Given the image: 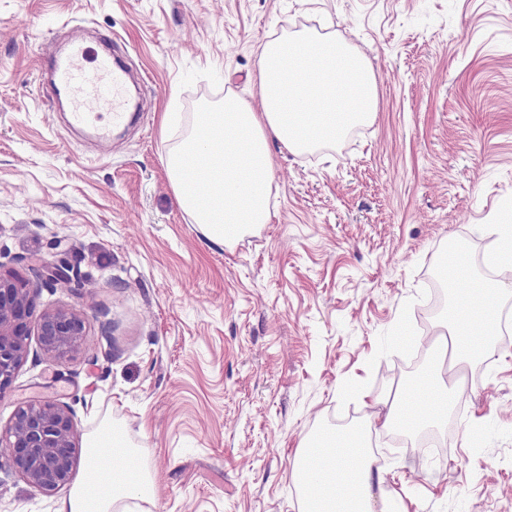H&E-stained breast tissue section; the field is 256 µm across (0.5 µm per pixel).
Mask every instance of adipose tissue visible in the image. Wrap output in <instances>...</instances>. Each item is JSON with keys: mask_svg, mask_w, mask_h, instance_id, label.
I'll list each match as a JSON object with an SVG mask.
<instances>
[{"mask_svg": "<svg viewBox=\"0 0 512 512\" xmlns=\"http://www.w3.org/2000/svg\"><path fill=\"white\" fill-rule=\"evenodd\" d=\"M376 76L365 59L335 33L284 30L263 46L253 87L254 98L228 93L218 106L195 113L190 126L166 155L168 177L181 208L217 242L232 231L267 223L273 172L270 140L304 151L342 138L369 120L377 108ZM487 291L461 300L445 325L451 358L473 363L488 356L499 326ZM441 357H434L435 402L420 408L413 401L391 405L383 426L413 429L432 422L447 406L460 382L445 383ZM359 429L357 454H337L327 446L329 468L302 482L304 512H374V460ZM103 438L90 443L93 466L88 482L63 500L58 512H129L132 499L150 500L147 475L127 474L131 449L115 448L102 464Z\"/></svg>", "mask_w": 512, "mask_h": 512, "instance_id": "ef3b65f1", "label": "adipose tissue"}]
</instances>
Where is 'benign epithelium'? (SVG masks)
<instances>
[{"label": "benign epithelium", "mask_w": 512, "mask_h": 512, "mask_svg": "<svg viewBox=\"0 0 512 512\" xmlns=\"http://www.w3.org/2000/svg\"><path fill=\"white\" fill-rule=\"evenodd\" d=\"M31 270L52 288H68L79 279L64 259H37ZM33 300L27 280L0 274V392L27 359ZM36 328L43 354L53 360L78 351L85 333L83 319L63 309L43 313ZM78 448L72 413L46 401L15 409L6 434H0V456L31 487L45 492L70 481Z\"/></svg>", "instance_id": "7a95c632"}]
</instances>
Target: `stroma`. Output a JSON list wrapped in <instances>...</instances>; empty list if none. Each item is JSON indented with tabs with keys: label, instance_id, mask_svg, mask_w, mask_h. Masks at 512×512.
Masks as SVG:
<instances>
[{
	"label": "stroma",
	"instance_id": "obj_1",
	"mask_svg": "<svg viewBox=\"0 0 512 512\" xmlns=\"http://www.w3.org/2000/svg\"><path fill=\"white\" fill-rule=\"evenodd\" d=\"M328 21L377 79L374 118L295 153L271 141V218L211 242L180 207L161 118L180 132L225 91L249 95L261 46ZM111 37L134 117L107 138L72 128L40 58ZM488 224L512 225V0H0V269L63 254L82 275L39 285L36 311L84 317L77 353L37 337L0 393L67 407L91 436L120 430L150 474L147 512H299L303 439L384 413L416 384L406 341L448 242L488 280ZM470 383L434 434L374 428L379 493L407 512H512V344L461 370ZM52 492L0 464V512H56Z\"/></svg>",
	"mask_w": 512,
	"mask_h": 512
}]
</instances>
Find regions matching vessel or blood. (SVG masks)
<instances>
[{"instance_id": "vessel-or-blood-1", "label": "vessel or blood", "mask_w": 512, "mask_h": 512, "mask_svg": "<svg viewBox=\"0 0 512 512\" xmlns=\"http://www.w3.org/2000/svg\"><path fill=\"white\" fill-rule=\"evenodd\" d=\"M85 51L80 44H71L65 59L53 58L44 61L40 71L47 76L57 93L65 94L69 100V123L82 127L89 123L87 100L109 106L113 124L124 121L127 109L123 99L126 73L114 66L108 54L97 55L94 70H87Z\"/></svg>"}]
</instances>
